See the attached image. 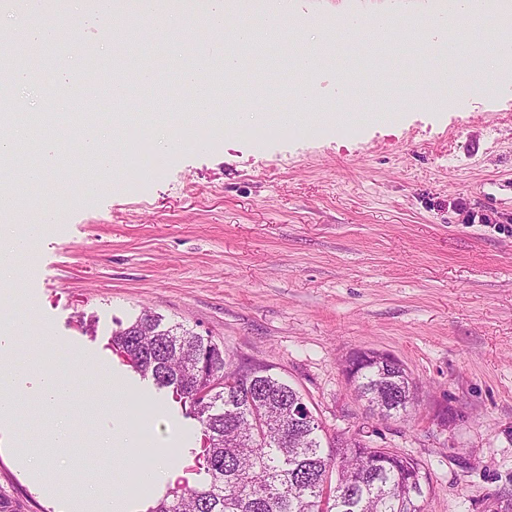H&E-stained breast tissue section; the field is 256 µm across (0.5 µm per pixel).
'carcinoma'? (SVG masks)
<instances>
[{"label":"carcinoma","mask_w":512,"mask_h":512,"mask_svg":"<svg viewBox=\"0 0 512 512\" xmlns=\"http://www.w3.org/2000/svg\"><path fill=\"white\" fill-rule=\"evenodd\" d=\"M112 352L159 389H172L198 421L201 447L189 470L206 478L168 488L148 512H425L428 471L366 440L324 439L318 418L296 415L302 394L273 365L235 359L224 346L145 310L112 333ZM347 382L381 419H407L419 387L397 358L358 349Z\"/></svg>","instance_id":"1"}]
</instances>
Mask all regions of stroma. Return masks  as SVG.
Listing matches in <instances>:
<instances>
[{
	"label": "stroma",
	"instance_id": "35a3bbf8",
	"mask_svg": "<svg viewBox=\"0 0 512 512\" xmlns=\"http://www.w3.org/2000/svg\"><path fill=\"white\" fill-rule=\"evenodd\" d=\"M395 11L423 25L436 0H288L293 22L312 21L305 45L320 43L332 12L357 19ZM128 39L152 48L150 83L132 84L124 107L156 114L183 137L160 146L161 174L130 187L125 172H102L85 157L54 163L39 183L23 182L36 157L11 165L20 179L25 223L53 224L32 254L18 256L33 307L24 343L64 342L80 350L65 365L80 430L105 432L119 404L93 392L108 361L151 408L152 436L174 455L199 444L200 426L170 391L157 389L110 349L111 336L141 312L212 336L235 358L260 360L298 389L328 436L371 429L372 445L418 460L430 475L425 512H512V87L450 86L442 109L415 107L394 124L366 120L380 101L353 94L357 127L325 134L254 133L185 111L177 72L221 71L203 21L164 44L166 28L131 16ZM113 31L63 38L58 51L26 50L29 100L19 126L52 113L54 139L72 131L56 73L68 66L89 86L112 80ZM432 45L415 59L388 61L374 40L352 45L351 64L383 65L392 81L413 69L429 75ZM400 359L422 385L408 420H378L357 399L342 363L356 349ZM0 431V499L13 512H57L10 452Z\"/></svg>",
	"mask_w": 512,
	"mask_h": 512
}]
</instances>
